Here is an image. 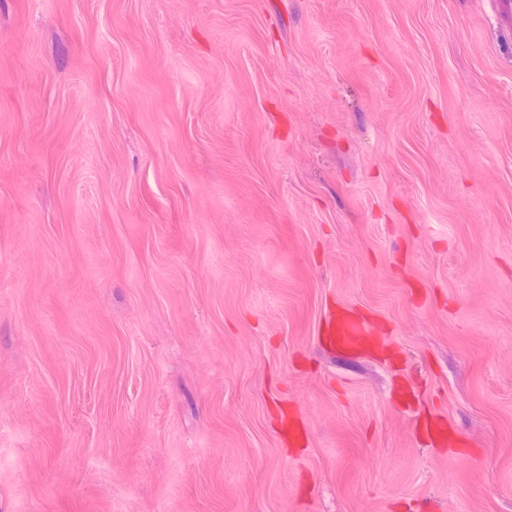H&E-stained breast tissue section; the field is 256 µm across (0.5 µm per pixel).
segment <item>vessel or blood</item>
I'll use <instances>...</instances> for the list:
<instances>
[{
	"label": "vessel or blood",
	"mask_w": 512,
	"mask_h": 512,
	"mask_svg": "<svg viewBox=\"0 0 512 512\" xmlns=\"http://www.w3.org/2000/svg\"><path fill=\"white\" fill-rule=\"evenodd\" d=\"M321 338L331 349L367 354L383 349L387 339L364 324L355 311L338 307L325 317Z\"/></svg>",
	"instance_id": "vessel-or-blood-1"
}]
</instances>
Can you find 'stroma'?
Here are the masks:
<instances>
[{"label": "stroma", "instance_id": "1", "mask_svg": "<svg viewBox=\"0 0 512 512\" xmlns=\"http://www.w3.org/2000/svg\"><path fill=\"white\" fill-rule=\"evenodd\" d=\"M0 512H512V0H0ZM321 338L333 350L369 354L383 349L387 336H381L372 325L364 324L355 311L337 307L325 317Z\"/></svg>", "mask_w": 512, "mask_h": 512}]
</instances>
